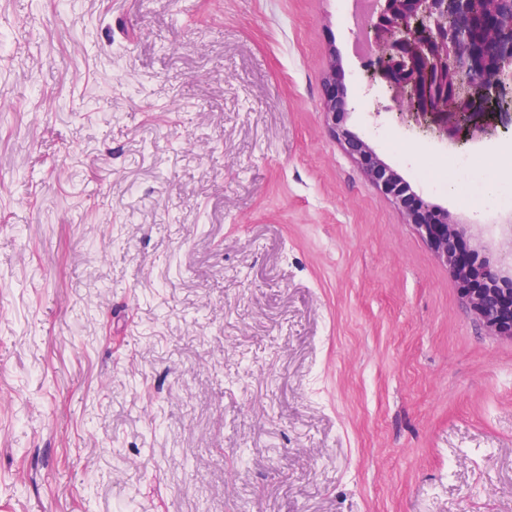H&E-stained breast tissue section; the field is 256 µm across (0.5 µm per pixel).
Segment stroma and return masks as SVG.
<instances>
[{
    "label": "stroma",
    "mask_w": 512,
    "mask_h": 512,
    "mask_svg": "<svg viewBox=\"0 0 512 512\" xmlns=\"http://www.w3.org/2000/svg\"><path fill=\"white\" fill-rule=\"evenodd\" d=\"M339 0H0V512H512V340L322 111L512 253V128L369 86ZM483 159L477 197L416 179Z\"/></svg>",
    "instance_id": "35a3bbf8"
}]
</instances>
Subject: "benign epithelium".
<instances>
[{"label": "benign epithelium", "mask_w": 512, "mask_h": 512, "mask_svg": "<svg viewBox=\"0 0 512 512\" xmlns=\"http://www.w3.org/2000/svg\"><path fill=\"white\" fill-rule=\"evenodd\" d=\"M378 2L370 24L377 54L368 79L391 90L397 111L447 139L463 133L477 140L512 126V0H504L509 15L495 23L475 13L471 0ZM337 69L333 52L322 98L332 135L448 267L486 330L512 339V264L478 258L464 242L469 227L412 197L402 177L345 127L348 103Z\"/></svg>", "instance_id": "obj_1"}]
</instances>
